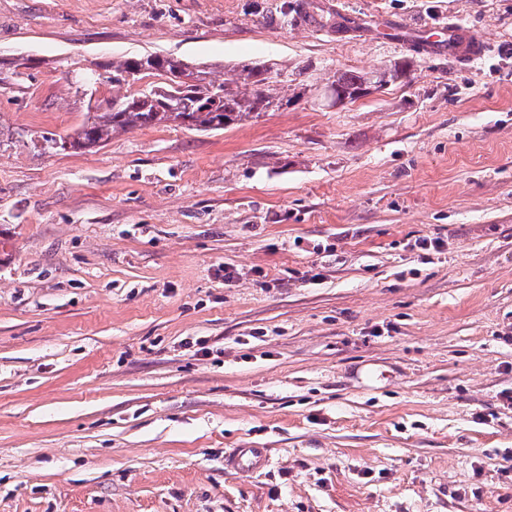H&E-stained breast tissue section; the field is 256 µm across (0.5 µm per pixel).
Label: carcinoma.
<instances>
[{
	"label": "carcinoma",
	"mask_w": 512,
	"mask_h": 512,
	"mask_svg": "<svg viewBox=\"0 0 512 512\" xmlns=\"http://www.w3.org/2000/svg\"><path fill=\"white\" fill-rule=\"evenodd\" d=\"M282 20L291 26L310 21L338 32L353 23L351 18L344 24L335 23L331 15L312 14L301 3L284 5ZM412 67L413 60L404 56L371 71H339L325 90L335 103L356 100L371 84L383 85L409 77ZM112 72L143 78L164 76L166 81L134 95L112 96V102L103 111L94 113L78 130L60 139L61 149L92 151L104 146L112 135L134 127L174 125L198 132L221 130L293 102L291 97L277 95L276 87L288 83V71L274 63L244 64L230 83L217 80L210 70L158 54L117 59L112 62Z\"/></svg>",
	"instance_id": "1"
}]
</instances>
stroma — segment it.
Wrapping results in <instances>:
<instances>
[{"instance_id": "1", "label": "stroma", "mask_w": 512, "mask_h": 512, "mask_svg": "<svg viewBox=\"0 0 512 512\" xmlns=\"http://www.w3.org/2000/svg\"><path fill=\"white\" fill-rule=\"evenodd\" d=\"M282 2L0 0V512H512V0ZM154 53L288 97L415 62L44 150ZM309 18L312 20L309 21ZM283 23L288 26L296 25L298 23H314L316 26L320 28H330L335 30L336 32L346 31L349 26L346 24H342L340 22H333V18H331L330 14H324V11L321 14H311L309 11L305 9L302 3H295L292 5H288V2L284 4V12L282 13ZM412 67V58L404 56L371 71H339L333 75L334 79L330 84L325 86L324 93L329 91L330 98L335 104L343 103L346 100H356L365 94L371 84L382 86L388 81L395 82L408 78ZM323 94H321V98ZM266 448H231L224 451V469L238 474H254L270 464Z\"/></svg>"}]
</instances>
